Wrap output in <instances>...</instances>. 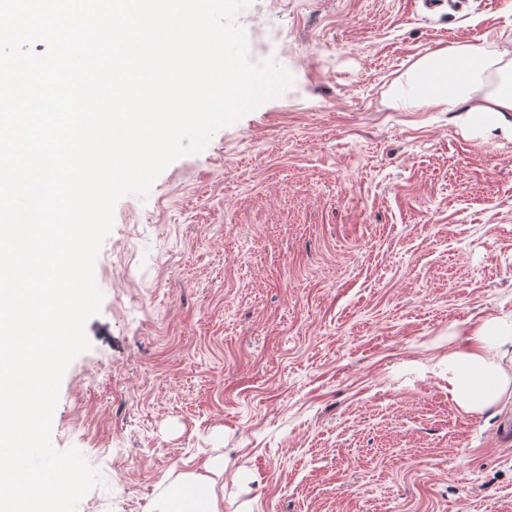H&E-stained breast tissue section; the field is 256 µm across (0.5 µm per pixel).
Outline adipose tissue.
I'll return each mask as SVG.
<instances>
[{
  "mask_svg": "<svg viewBox=\"0 0 512 512\" xmlns=\"http://www.w3.org/2000/svg\"><path fill=\"white\" fill-rule=\"evenodd\" d=\"M394 105L407 112H465L480 121L512 112V50L457 43L433 51L396 84ZM469 339V348L448 354V392L465 412L479 413L512 393V377L499 362L512 347V323L484 321ZM164 512H222V507L210 477L198 474L175 492Z\"/></svg>",
  "mask_w": 512,
  "mask_h": 512,
  "instance_id": "1",
  "label": "adipose tissue"
}]
</instances>
